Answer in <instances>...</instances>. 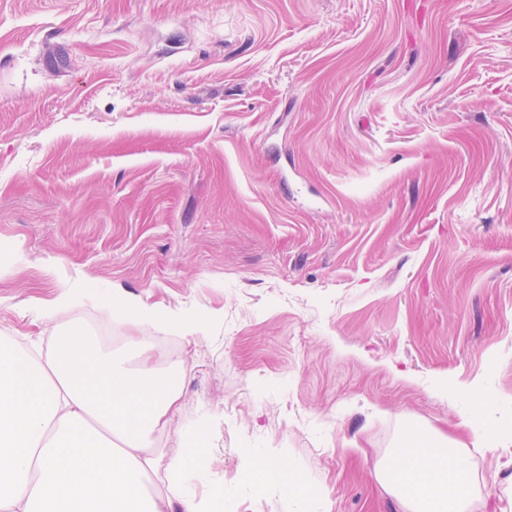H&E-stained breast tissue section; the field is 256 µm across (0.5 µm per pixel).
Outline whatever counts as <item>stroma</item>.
I'll list each match as a JSON object with an SVG mask.
<instances>
[{"instance_id": "stroma-1", "label": "stroma", "mask_w": 512, "mask_h": 512, "mask_svg": "<svg viewBox=\"0 0 512 512\" xmlns=\"http://www.w3.org/2000/svg\"><path fill=\"white\" fill-rule=\"evenodd\" d=\"M0 339L31 358L112 302L207 319L176 343L210 512H400L410 424L503 439L474 512H512V0H0ZM91 282L54 318L34 306ZM232 490L223 504L216 491ZM474 401L479 404L478 407L468 411L467 417L464 416L462 418L460 426L466 428L470 427L473 448H485L491 445H496L498 441L495 438L488 436V434L481 429L478 424L480 409L488 404L489 398L484 394H478L474 397ZM253 464L260 469L266 477L278 485L283 492L288 494L289 499H297V484L295 473L290 465L283 460L271 458L266 453L258 450L254 453Z\"/></svg>"}]
</instances>
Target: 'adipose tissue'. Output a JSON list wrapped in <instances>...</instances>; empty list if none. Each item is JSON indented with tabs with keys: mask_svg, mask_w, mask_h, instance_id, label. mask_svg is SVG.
I'll return each instance as SVG.
<instances>
[{
	"mask_svg": "<svg viewBox=\"0 0 512 512\" xmlns=\"http://www.w3.org/2000/svg\"><path fill=\"white\" fill-rule=\"evenodd\" d=\"M120 309L144 333L162 323L193 336L206 325L138 298ZM156 356L149 345L112 353L81 330L38 363L1 343L0 512H205L183 482V453L165 470L166 494L150 489L153 434L180 398L179 373L161 372ZM375 477L401 512H471L477 476L459 441L406 430Z\"/></svg>",
	"mask_w": 512,
	"mask_h": 512,
	"instance_id": "ef3b65f1",
	"label": "adipose tissue"
}]
</instances>
